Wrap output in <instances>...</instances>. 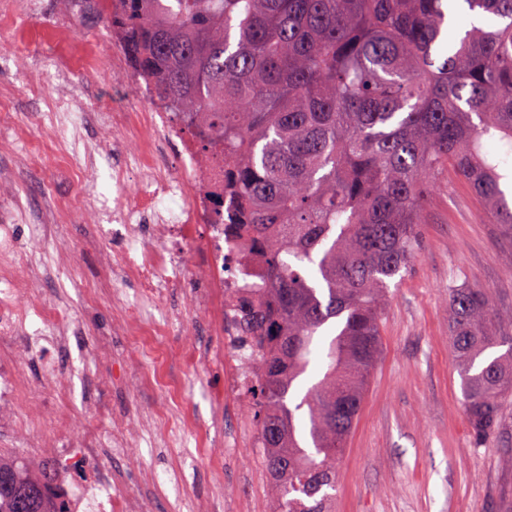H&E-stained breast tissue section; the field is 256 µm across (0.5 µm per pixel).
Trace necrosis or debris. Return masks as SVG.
Returning a JSON list of instances; mask_svg holds the SVG:
<instances>
[{
    "label": "necrosis or debris",
    "instance_id": "obj_1",
    "mask_svg": "<svg viewBox=\"0 0 512 512\" xmlns=\"http://www.w3.org/2000/svg\"><path fill=\"white\" fill-rule=\"evenodd\" d=\"M113 62L134 93L113 101L101 122L111 126L114 138L132 143L134 149L127 166L112 171V197L98 195L90 184L81 192L84 211L112 214L118 247L105 253L102 271L136 281L141 302L149 308L158 306L170 289L199 283L190 300L209 335L235 361L224 388L242 394L254 377L259 355L242 333L240 306L263 302L264 277L242 225L241 206L224 195L231 166L220 151L201 161L197 144L209 137L207 125L153 100L127 57H114ZM51 110L49 137L71 171L86 177L105 154L101 141L89 138L86 113L77 99L56 98ZM132 182L137 185L133 192L128 189ZM0 280L5 283L0 289V420L23 410L37 423V430L21 432L20 438L71 474V483L61 493L65 512H153L149 499L98 478L100 432H107L119 453L127 448L130 431L114 422L107 402L93 405L79 418L63 404L68 381L51 355L68 345L72 316L60 304L45 300L34 267L18 256L9 232H0ZM32 310L48 321L43 335L23 332ZM117 329L127 336L136 358L145 362L152 356L147 336L167 335L169 323L162 319L148 324L138 313L126 311L119 315ZM29 359L39 360L45 375L56 379L59 404L46 405L42 390L29 380Z\"/></svg>",
    "mask_w": 512,
    "mask_h": 512
}]
</instances>
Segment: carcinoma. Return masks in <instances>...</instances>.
I'll list each match as a JSON object with an SVG mask.
<instances>
[{"mask_svg": "<svg viewBox=\"0 0 512 512\" xmlns=\"http://www.w3.org/2000/svg\"><path fill=\"white\" fill-rule=\"evenodd\" d=\"M105 0L154 96L200 112L234 167L267 302L250 386L278 512H334L336 465L382 347L390 281L417 257L453 172L512 230V0ZM462 404L477 438L512 394V312L448 290ZM509 344L493 356L490 350ZM322 377L298 396L308 368ZM0 464V512H63Z\"/></svg>", "mask_w": 512, "mask_h": 512, "instance_id": "1", "label": "carcinoma"}]
</instances>
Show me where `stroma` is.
Instances as JSON below:
<instances>
[{
	"instance_id": "35a3bbf8",
	"label": "stroma",
	"mask_w": 512,
	"mask_h": 512,
	"mask_svg": "<svg viewBox=\"0 0 512 512\" xmlns=\"http://www.w3.org/2000/svg\"><path fill=\"white\" fill-rule=\"evenodd\" d=\"M36 3L34 12L0 17V86L11 89L0 99V142L12 147L0 155V225H10L21 252L37 263L43 295L74 317L68 346L54 355L74 376L70 407L78 411L102 397L116 417L136 427L169 396L168 390L133 384L140 370L127 337L112 329L119 310L114 293L132 299L138 285L103 277L100 255L112 247V216L75 208L80 180L42 137L50 123L48 102L70 89L85 103L89 136L111 141V129L99 126L97 114L125 84L112 73V32L102 6L72 14L64 0ZM60 24L68 27L72 44L95 46L100 78L91 81L75 71L69 84L58 81L52 33ZM45 211L54 229L35 247L32 228ZM419 238V258L386 306L384 350L345 443L335 512H512V397L497 436L475 442L462 406L447 303L449 288L468 283L488 289L496 309L512 310V234L486 216L464 181L452 177L434 192ZM64 248L73 255L72 266L59 261ZM160 310L176 328L149 372L177 381L181 409L194 428L175 438L143 432L125 457L103 456L105 470L121 488L151 499L154 512H178L172 490L177 472L187 497L207 512H275L262 458L234 446L256 427L250 404L230 395L223 404L212 401L224 387L220 363L185 372L177 360L183 347L211 346L214 337L205 335L199 313L181 291L170 292ZM100 337L109 345L107 354L83 362L84 350ZM200 434L223 447L221 468L197 447Z\"/></svg>"
}]
</instances>
